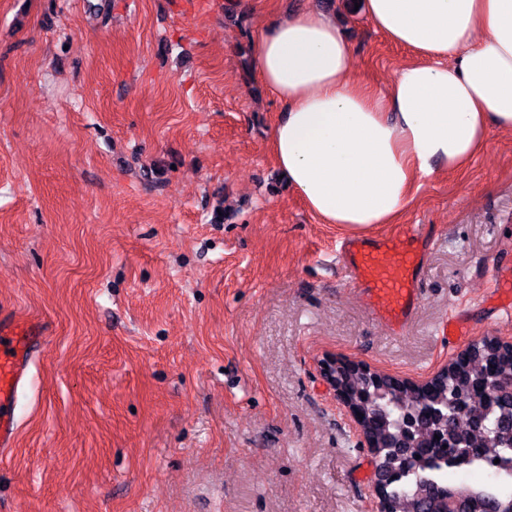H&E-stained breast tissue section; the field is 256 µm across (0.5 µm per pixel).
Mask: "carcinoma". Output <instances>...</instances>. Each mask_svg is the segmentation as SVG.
<instances>
[{"label":"carcinoma","mask_w":512,"mask_h":512,"mask_svg":"<svg viewBox=\"0 0 512 512\" xmlns=\"http://www.w3.org/2000/svg\"><path fill=\"white\" fill-rule=\"evenodd\" d=\"M499 371L512 372V350L493 337L472 343L467 359L448 363L424 388L390 374L343 367L347 403L372 441L369 452L385 487L388 512H444L450 496L469 505L464 512H512V483L505 481L488 495L451 486L448 476L433 473L448 460L484 457L512 463V392L489 385ZM429 408L446 415L448 437H436L426 425L411 447L399 448L404 415ZM450 440L456 447H446Z\"/></svg>","instance_id":"obj_1"}]
</instances>
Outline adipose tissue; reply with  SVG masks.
<instances>
[{"label": "adipose tissue", "mask_w": 512, "mask_h": 512, "mask_svg": "<svg viewBox=\"0 0 512 512\" xmlns=\"http://www.w3.org/2000/svg\"><path fill=\"white\" fill-rule=\"evenodd\" d=\"M375 27L418 57L386 92L350 76L354 48L317 9L284 14L253 43L279 102L276 163L323 223H392L418 180L464 167L489 126L512 132V0H364Z\"/></svg>", "instance_id": "1"}]
</instances>
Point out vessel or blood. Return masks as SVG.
I'll use <instances>...</instances> for the list:
<instances>
[{
    "label": "vessel or blood",
    "mask_w": 512,
    "mask_h": 512,
    "mask_svg": "<svg viewBox=\"0 0 512 512\" xmlns=\"http://www.w3.org/2000/svg\"><path fill=\"white\" fill-rule=\"evenodd\" d=\"M424 227L403 226L398 235L383 239H349L343 242V270L356 280L373 303L378 320L394 334H402L413 319L420 300L424 263L417 253H405L407 243L418 240ZM53 328L43 319L15 312L0 315V455L14 446L19 423L14 414L18 393L25 385L36 351Z\"/></svg>",
    "instance_id": "b4317fda"
}]
</instances>
